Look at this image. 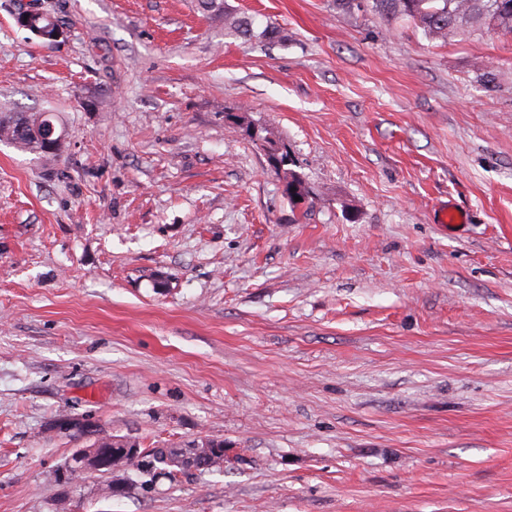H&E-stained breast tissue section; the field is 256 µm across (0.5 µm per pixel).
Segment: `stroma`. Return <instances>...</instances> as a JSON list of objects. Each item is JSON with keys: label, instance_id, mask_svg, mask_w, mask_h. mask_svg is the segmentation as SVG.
Returning a JSON list of instances; mask_svg holds the SVG:
<instances>
[{"label": "stroma", "instance_id": "35a3bbf8", "mask_svg": "<svg viewBox=\"0 0 512 512\" xmlns=\"http://www.w3.org/2000/svg\"><path fill=\"white\" fill-rule=\"evenodd\" d=\"M226 5L251 38L193 0H0V113L66 131L48 164L0 142V512H512V36ZM62 414L224 465L63 497ZM198 7L203 17L211 23L224 24V31L227 30L243 37L253 35L251 19L227 10L224 0H198ZM24 17H27V21H24ZM57 19L59 20V18ZM16 20L21 28L29 31L45 43L56 42L58 38H61L65 33V29L60 23V20V22H58L53 17L38 9L22 11L18 13Z\"/></svg>", "mask_w": 512, "mask_h": 512}]
</instances>
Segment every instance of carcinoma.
<instances>
[{
	"label": "carcinoma",
	"instance_id": "obj_1",
	"mask_svg": "<svg viewBox=\"0 0 512 512\" xmlns=\"http://www.w3.org/2000/svg\"><path fill=\"white\" fill-rule=\"evenodd\" d=\"M203 17L212 23H221L224 29L239 36L253 35L251 19L229 11L224 0H198ZM372 8L382 17H401L412 21L431 41L448 42L455 38L489 34L496 31L512 33V0H372ZM55 120L47 112L13 113L0 116V141L37 155L44 161L55 156L45 152V141L32 131ZM121 437L101 431L93 446L108 455L120 447ZM154 461L149 475H165L171 481L191 469L204 470L199 464L189 466L184 446L149 448Z\"/></svg>",
	"mask_w": 512,
	"mask_h": 512
}]
</instances>
